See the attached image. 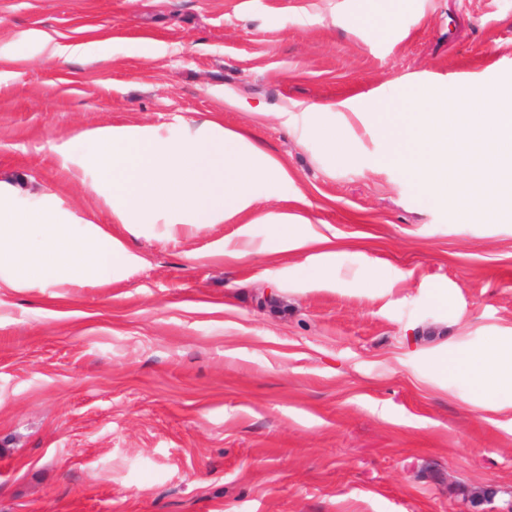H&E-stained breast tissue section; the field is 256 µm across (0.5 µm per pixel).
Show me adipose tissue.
<instances>
[{
	"instance_id": "ef3b65f1",
	"label": "adipose tissue",
	"mask_w": 512,
	"mask_h": 512,
	"mask_svg": "<svg viewBox=\"0 0 512 512\" xmlns=\"http://www.w3.org/2000/svg\"><path fill=\"white\" fill-rule=\"evenodd\" d=\"M111 38L59 47L41 31L0 45V57L47 54L109 59ZM61 167L110 208L113 223L136 233L145 224H221L255 213L263 191L287 194L294 179L276 155L259 147L248 128L225 126L211 112L177 135L159 125L112 123L86 129L77 141L56 144ZM280 250L305 249L312 269L327 275L336 240L315 230L303 212L268 211ZM140 262L105 225L65 208L47 188L34 191L0 179V289L69 284L93 287L121 280ZM462 377L489 392L512 383V348L464 351Z\"/></svg>"
}]
</instances>
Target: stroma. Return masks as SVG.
I'll use <instances>...</instances> for the list:
<instances>
[{
  "instance_id": "1",
  "label": "stroma",
  "mask_w": 512,
  "mask_h": 512,
  "mask_svg": "<svg viewBox=\"0 0 512 512\" xmlns=\"http://www.w3.org/2000/svg\"><path fill=\"white\" fill-rule=\"evenodd\" d=\"M31 30L111 57L0 58V175L103 222L54 144L218 112L339 254L319 284L303 252L213 258L236 223L115 224L124 279L0 291V512H464L490 480L512 512V409L431 364L512 343V222L436 205L375 124L384 95L511 79L512 0H0V44ZM284 112L345 127L347 156Z\"/></svg>"
}]
</instances>
